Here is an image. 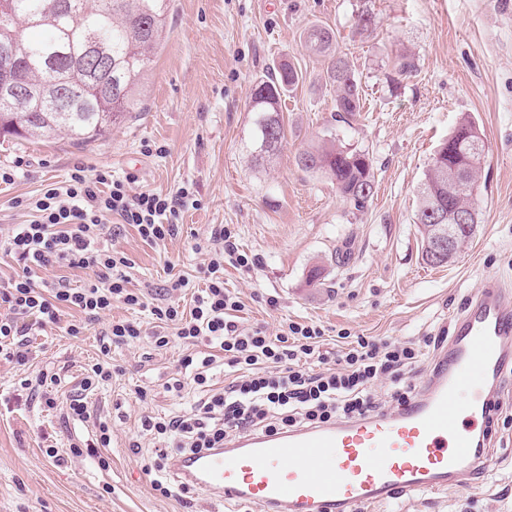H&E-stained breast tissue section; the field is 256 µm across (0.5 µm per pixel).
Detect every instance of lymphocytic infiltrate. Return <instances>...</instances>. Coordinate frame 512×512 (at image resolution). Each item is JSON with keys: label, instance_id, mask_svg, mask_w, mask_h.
I'll use <instances>...</instances> for the list:
<instances>
[{"label": "lymphocytic infiltrate", "instance_id": "obj_1", "mask_svg": "<svg viewBox=\"0 0 512 512\" xmlns=\"http://www.w3.org/2000/svg\"><path fill=\"white\" fill-rule=\"evenodd\" d=\"M11 205L29 212L30 218L15 225L7 238V251L22 273L0 285V361L24 365L32 358L36 330L55 327L77 337L113 303L143 307L142 293L128 286L129 258L110 242L113 222L135 227L144 242L156 244L177 235L184 211L198 207L199 201L185 186L168 194H133L123 181L113 179L111 170L77 166L62 184L35 198L14 197ZM207 252L204 286L186 277L170 285L171 290L190 293L191 309L169 304L151 310L158 325L151 336L153 347L161 350L173 341L184 347L177 376L166 384V391L178 396L191 384L201 392L190 408L141 419L143 433L154 444L143 470L161 497L189 492L167 469L168 461L180 455L223 447L231 437L245 433L277 434L360 420L387 401L407 405L416 394L413 375L424 350L438 349L447 339L443 329L419 345L352 337L341 330L337 336L345 346L330 352L324 348V330L314 324L289 322L273 335L260 327L241 326L233 314L242 303L226 291L224 267L248 269L256 259L239 250L226 226L212 232ZM50 266L91 269L96 277L79 288L62 276L53 282L41 280L39 271ZM71 310L80 312V319H67ZM142 337L140 322L109 323L100 337L98 359L85 368L66 403H59L55 392L59 374L42 370L36 378L21 380V388L45 410L61 406L68 418L92 424L91 438L71 440L72 457L94 455L101 468H109L106 452L112 431L91 413L87 396L111 382L113 346ZM220 363L226 371L219 387L213 371ZM381 384L386 387L382 394L377 391Z\"/></svg>", "mask_w": 512, "mask_h": 512}]
</instances>
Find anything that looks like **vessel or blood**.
<instances>
[{
	"mask_svg": "<svg viewBox=\"0 0 512 512\" xmlns=\"http://www.w3.org/2000/svg\"><path fill=\"white\" fill-rule=\"evenodd\" d=\"M512 359V290L490 281L455 320L441 369L393 415L188 453L175 471L219 504L256 512H357L466 485L485 465L480 419Z\"/></svg>",
	"mask_w": 512,
	"mask_h": 512,
	"instance_id": "obj_1",
	"label": "vessel or blood"
}]
</instances>
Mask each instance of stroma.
I'll use <instances>...</instances> for the list:
<instances>
[{"mask_svg":"<svg viewBox=\"0 0 512 512\" xmlns=\"http://www.w3.org/2000/svg\"><path fill=\"white\" fill-rule=\"evenodd\" d=\"M317 25L334 32L362 88L363 109L347 123L335 112L327 58L305 46ZM168 30L139 109L110 136L85 144L0 140V166L15 171L12 184H0V231L26 218L13 197L61 184L77 165L111 169L134 193L186 186L200 201L172 239L149 245L128 225L115 242L132 261L131 285L145 291L147 308L113 304L77 338L45 329L32 338L37 356L28 365L0 363V512H214L200 491L184 500L156 495L143 471L153 447L141 417L171 414L198 397L191 387L180 400L165 389L182 345L113 347L119 374L88 398L112 426L105 470L91 457H47V446L67 447L87 430L43 410L19 386L41 368L80 375L110 322L151 323L149 309L169 302L170 282L198 275L207 256L195 245L213 228H234L239 248L256 256L248 270L225 265L224 286L244 304L241 323L272 334L298 321L321 325L330 340L345 329L418 342L450 326L487 281L512 288V0H172ZM399 52L417 58L412 76L395 77ZM282 61L300 81L282 104L285 137L264 161L247 104L256 78ZM465 114L485 142L477 232L454 263L434 267L422 259L417 187ZM326 139L368 153L375 183L364 211L351 213L327 176L298 166L301 152ZM317 262L327 278L314 287L306 275ZM494 449L498 462L485 474L404 499L402 512H512V428Z\"/></svg>","mask_w":512,"mask_h":512,"instance_id":"stroma-1","label":"stroma"}]
</instances>
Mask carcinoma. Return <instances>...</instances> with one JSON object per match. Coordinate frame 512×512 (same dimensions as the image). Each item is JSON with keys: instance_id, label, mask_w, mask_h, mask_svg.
Instances as JSON below:
<instances>
[{"instance_id": "1", "label": "carcinoma", "mask_w": 512, "mask_h": 512, "mask_svg": "<svg viewBox=\"0 0 512 512\" xmlns=\"http://www.w3.org/2000/svg\"><path fill=\"white\" fill-rule=\"evenodd\" d=\"M171 0H0V85L23 90L0 98V138H50L65 134L76 143L106 137L136 111L144 92L151 54L165 41ZM305 46L330 58L328 78L336 87L337 115L349 120L361 111V91L347 59L336 51L335 35L312 28ZM401 76L411 75L414 57L394 60ZM299 82L284 62L256 82L248 111L258 112V154L274 155L284 139L279 118L282 98ZM480 126L462 117L432 158L417 189L416 223L423 257L430 260L426 225L435 223L438 205L476 210V189L484 153ZM472 160L455 186L442 180L439 156L447 149ZM298 165L326 175L350 209L362 211L373 195L374 173L367 153L322 143L298 156Z\"/></svg>"}]
</instances>
